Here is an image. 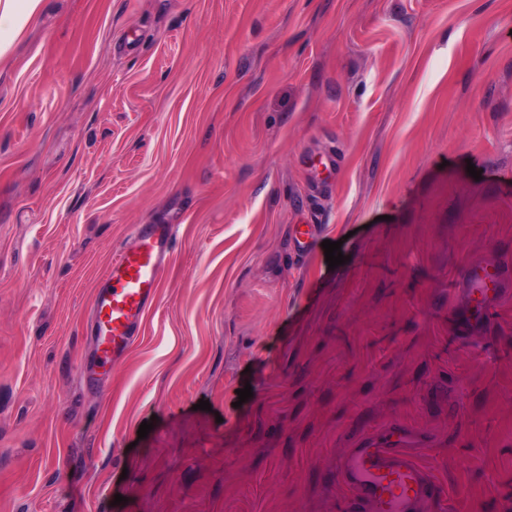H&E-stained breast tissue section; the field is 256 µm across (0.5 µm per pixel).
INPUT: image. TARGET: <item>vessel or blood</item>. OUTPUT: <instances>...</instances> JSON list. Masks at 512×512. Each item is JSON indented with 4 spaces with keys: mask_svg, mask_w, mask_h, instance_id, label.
Segmentation results:
<instances>
[{
    "mask_svg": "<svg viewBox=\"0 0 512 512\" xmlns=\"http://www.w3.org/2000/svg\"><path fill=\"white\" fill-rule=\"evenodd\" d=\"M170 224H138L136 244L115 252L91 299L95 355L85 378L111 370L139 335L154 303L173 246ZM466 306L455 311L461 332L491 323L493 309L512 293V270L482 261L470 262L459 282ZM426 438L411 427L393 423L363 438L336 463L340 483L350 491L346 512H427L440 496L439 482L422 464Z\"/></svg>",
    "mask_w": 512,
    "mask_h": 512,
    "instance_id": "obj_1",
    "label": "vessel or blood"
}]
</instances>
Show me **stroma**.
<instances>
[{"instance_id": "1", "label": "stroma", "mask_w": 512, "mask_h": 512, "mask_svg": "<svg viewBox=\"0 0 512 512\" xmlns=\"http://www.w3.org/2000/svg\"><path fill=\"white\" fill-rule=\"evenodd\" d=\"M137 224L172 258L94 392ZM475 259L512 266V0H45L0 61V512H344L394 421L429 512H512V294L448 319Z\"/></svg>"}]
</instances>
